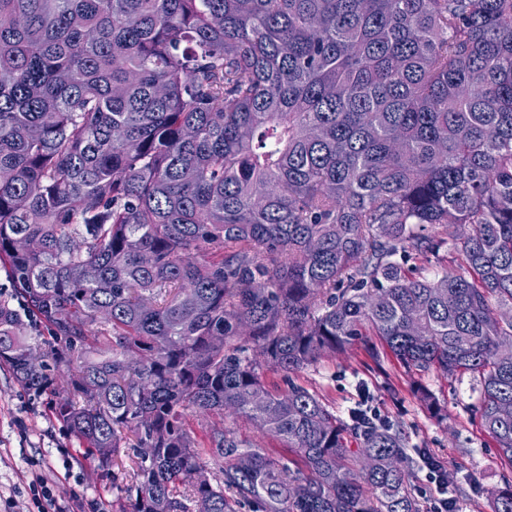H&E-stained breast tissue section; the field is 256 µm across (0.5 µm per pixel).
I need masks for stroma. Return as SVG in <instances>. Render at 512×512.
I'll list each match as a JSON object with an SVG mask.
<instances>
[{
  "label": "stroma",
  "mask_w": 512,
  "mask_h": 512,
  "mask_svg": "<svg viewBox=\"0 0 512 512\" xmlns=\"http://www.w3.org/2000/svg\"><path fill=\"white\" fill-rule=\"evenodd\" d=\"M293 380L340 417L351 410L377 411L398 427L409 450L439 456L448 476V496L463 512H491L493 497L512 470L500 460L495 441L482 427L478 379L465 373L448 376L432 370H408L391 355L372 357L363 343L326 354ZM427 386L447 410L431 417L411 390ZM38 472L69 494L70 512H116L112 472L98 468L52 412L49 395L22 387L0 365V496H22L31 473Z\"/></svg>",
  "instance_id": "1"
}]
</instances>
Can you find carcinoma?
Instances as JSON below:
<instances>
[{
    "instance_id": "carcinoma-1",
    "label": "carcinoma",
    "mask_w": 512,
    "mask_h": 512,
    "mask_svg": "<svg viewBox=\"0 0 512 512\" xmlns=\"http://www.w3.org/2000/svg\"><path fill=\"white\" fill-rule=\"evenodd\" d=\"M0 264L118 512H421L401 431L290 382L370 336L477 375L512 469V0H0ZM229 426L235 427L238 430L239 434L258 445L262 448H267L270 452L282 453L285 452V448H281V444L278 441L272 440L267 437H263L260 433H258L255 429L252 428L249 424L244 422L243 420H237L233 424L232 419H228L226 422Z\"/></svg>"
}]
</instances>
